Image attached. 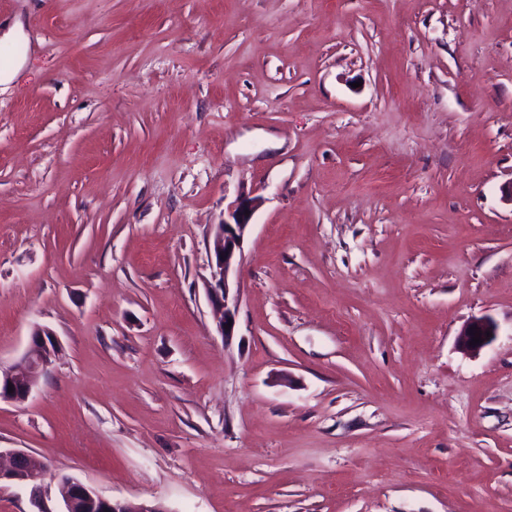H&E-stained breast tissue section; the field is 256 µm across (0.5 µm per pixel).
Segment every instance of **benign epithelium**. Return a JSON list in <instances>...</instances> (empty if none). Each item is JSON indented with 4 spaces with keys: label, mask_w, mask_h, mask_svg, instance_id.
<instances>
[{
    "label": "benign epithelium",
    "mask_w": 512,
    "mask_h": 512,
    "mask_svg": "<svg viewBox=\"0 0 512 512\" xmlns=\"http://www.w3.org/2000/svg\"><path fill=\"white\" fill-rule=\"evenodd\" d=\"M256 204L252 200H241L234 204L224 216V222L216 225L210 254V279L206 281L208 301L218 313L217 329L224 339L233 336L236 314L239 307V288L232 280V272L242 256L245 232L250 225L251 215ZM480 332L482 342L473 345L475 332ZM496 324L485 317H477L462 326L457 337V346L468 355L479 353L496 336ZM53 333L47 328L33 330L29 350L16 362L4 367L0 365V400L23 402L29 398L38 384L40 376L52 364L53 349L48 338ZM13 392H8V386ZM9 457L7 467L0 466V483L26 488L34 503H39L41 481L45 479V469L30 463L31 455L19 449L0 450V457ZM58 487L64 488L65 500L61 512H79L83 503L99 501L105 512H167L159 505L143 501H117L98 495L83 482L66 475L54 477Z\"/></svg>",
    "instance_id": "7a95c632"
}]
</instances>
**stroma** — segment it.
<instances>
[{"instance_id": "obj_1", "label": "stroma", "mask_w": 512, "mask_h": 512, "mask_svg": "<svg viewBox=\"0 0 512 512\" xmlns=\"http://www.w3.org/2000/svg\"><path fill=\"white\" fill-rule=\"evenodd\" d=\"M0 448L167 512H512V0H0ZM260 198L235 334L204 281ZM497 325L479 354L463 324ZM475 331H480L482 343L470 345L475 337ZM490 331V336L486 337V332ZM496 324L485 317H477L468 321L462 326L457 337V346L461 352L468 355L478 354L485 346H487L496 336ZM46 336L56 346L53 333L47 328L38 327L33 330L29 350L12 365H0V400L23 402L29 398L38 384L40 376L51 365L54 357L53 350ZM9 384L13 385V392L8 393Z\"/></svg>"}]
</instances>
